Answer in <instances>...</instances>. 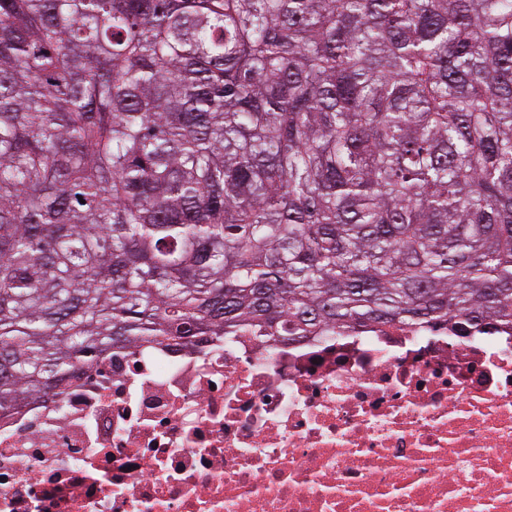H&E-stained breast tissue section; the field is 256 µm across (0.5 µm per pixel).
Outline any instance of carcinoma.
<instances>
[{
	"instance_id": "carcinoma-1",
	"label": "carcinoma",
	"mask_w": 512,
	"mask_h": 512,
	"mask_svg": "<svg viewBox=\"0 0 512 512\" xmlns=\"http://www.w3.org/2000/svg\"><path fill=\"white\" fill-rule=\"evenodd\" d=\"M452 320H512V0H0V413Z\"/></svg>"
}]
</instances>
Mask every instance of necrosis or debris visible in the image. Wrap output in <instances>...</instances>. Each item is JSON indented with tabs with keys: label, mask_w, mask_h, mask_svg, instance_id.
I'll return each instance as SVG.
<instances>
[{
	"label": "necrosis or debris",
	"mask_w": 512,
	"mask_h": 512,
	"mask_svg": "<svg viewBox=\"0 0 512 512\" xmlns=\"http://www.w3.org/2000/svg\"><path fill=\"white\" fill-rule=\"evenodd\" d=\"M0 512H512V325L108 349L0 416Z\"/></svg>",
	"instance_id": "1"
}]
</instances>
